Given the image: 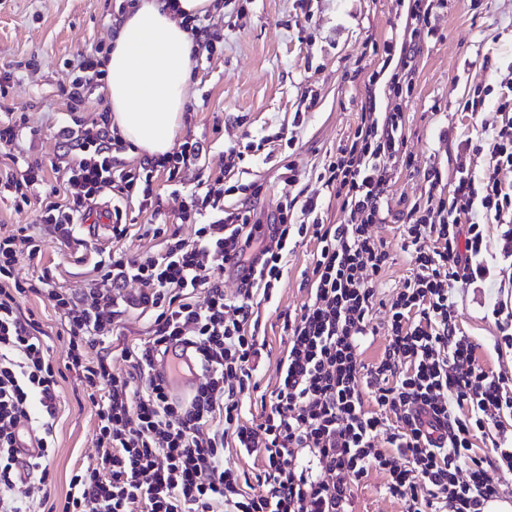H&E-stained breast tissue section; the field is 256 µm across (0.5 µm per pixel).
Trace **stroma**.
Instances as JSON below:
<instances>
[{"instance_id": "35a3bbf8", "label": "stroma", "mask_w": 512, "mask_h": 512, "mask_svg": "<svg viewBox=\"0 0 512 512\" xmlns=\"http://www.w3.org/2000/svg\"><path fill=\"white\" fill-rule=\"evenodd\" d=\"M409 0H233L203 18L218 33L213 56L193 62L189 101L177 143L205 139L206 154L186 174L188 183L223 174L226 184H261L255 215L272 222L284 197L318 196L319 219L344 222L341 203L317 175L329 155L364 121L382 119L387 106L400 105L404 114L403 152L410 165L393 164L387 195L389 212L375 232L391 254V265L378 290L372 324L376 329L363 347L370 364L384 353L389 337L384 301L403 287L412 269L401 246L407 212L427 198L428 174L441 177L437 187L451 197L461 174L483 177L490 168L474 145L487 140L501 122L498 93L512 84V0H448L432 16L429 29L415 31L420 53L411 92L392 98L388 91L391 68L385 67L383 42L403 36ZM116 0H0V72H12L8 94L0 108L26 113L37 136L22 137L12 146L21 161H58L65 151L57 130L62 123L70 89V64L92 54L96 46L110 47L117 18ZM477 111H464L466 102ZM242 152L238 168L224 172V152ZM297 172L286 180V164ZM126 212L128 234L112 237L106 211ZM98 207L103 217L94 227L80 224L75 239L64 242L43 231L42 261L20 254L19 278L50 268L56 287L78 290L92 284L99 252L122 250L143 255L157 248L142 236L150 213L104 192ZM494 271L502 282L495 292L474 284L457 295L456 320L475 348V356L491 376L512 385V345L505 344L503 316L493 313L494 302L512 312V261L504 259L503 225L483 227ZM317 245L298 241L291 247L277 296V309L259 306L266 347L254 375L257 389H246L244 406L260 403L262 392L279 382L278 363L287 347L282 314L300 312L310 299L311 270ZM22 315H34L55 362H62L68 338L49 301L29 295L19 301ZM148 321L139 312L125 315L120 330L106 341L114 368L130 365L123 348L143 341ZM60 410L55 429L51 470L55 499H64L73 470L95 464L94 410L83 399L82 383L72 371L59 380ZM378 471L355 485L353 512H405L404 500L391 497Z\"/></svg>"}]
</instances>
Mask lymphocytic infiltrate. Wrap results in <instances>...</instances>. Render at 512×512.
<instances>
[{"label": "lymphocytic infiltrate", "instance_id": "f902f5d3", "mask_svg": "<svg viewBox=\"0 0 512 512\" xmlns=\"http://www.w3.org/2000/svg\"><path fill=\"white\" fill-rule=\"evenodd\" d=\"M105 78L98 60L83 58L66 104L69 123L58 131L67 147L64 160L50 168L36 160L0 167V195L29 203L31 186L46 182L48 173L60 174L61 188L39 205L43 225L66 238L73 225L89 220L107 189L159 218L163 202L154 181L162 174L184 186L178 219L193 226L194 237L182 238L159 221L144 225L159 249L101 257L94 273L109 291L77 293L53 287L46 270L18 279L17 254L38 260L43 253L29 225L0 237V512H32L20 490L24 479L50 482L58 379L65 369L79 375L95 410L98 457L72 473L63 503L50 504L47 512H350L353 482L373 469L384 474L387 494L405 499L406 512H484L498 494L490 471L512 472V448L483 457L473 439L512 414V388L489 376L473 344L459 334L454 293L488 278L482 223H512V185L493 175L480 181L462 176L451 198L411 206L402 249L412 274L389 304L383 356L366 365L362 347L375 332L370 315L391 260L374 227L385 221L386 163L400 158V106L359 127L318 175L347 221L320 223L318 200L309 196L301 203L309 223H289L284 204L265 234L252 207L259 185H237L241 199L231 209L224 206L223 177L185 187L186 171L207 151L205 141L188 140L179 151L121 169L117 155L126 144L108 117H101L95 134L80 132L86 91L103 87ZM498 110L500 127L474 147L494 171L512 168V86L502 89ZM297 237L317 242L312 298L300 315L285 318L280 382L247 420L238 396L264 347L254 300L272 299ZM228 262L240 282L232 296L213 276ZM130 281L139 285L131 297L123 293ZM199 289L206 294L202 304L192 299ZM29 294L46 297L64 322L69 346L63 369H55L47 346L17 314L19 298ZM130 308L151 317L148 339L122 352L140 372L136 382L96 352ZM174 340L195 353L202 376L188 406L169 401L151 374ZM365 376L366 393L359 387ZM367 396L377 413L364 411ZM386 411L399 423L396 432L385 428ZM22 427L37 436L39 456L15 454ZM229 446L260 455L263 494L244 491L239 475L225 468ZM463 468L464 481L458 478Z\"/></svg>", "mask_w": 512, "mask_h": 512}]
</instances>
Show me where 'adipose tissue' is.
<instances>
[{
	"label": "adipose tissue",
	"instance_id": "1",
	"mask_svg": "<svg viewBox=\"0 0 512 512\" xmlns=\"http://www.w3.org/2000/svg\"><path fill=\"white\" fill-rule=\"evenodd\" d=\"M215 0H137L124 16L106 62V101L121 136L142 153H168L188 103L193 40L186 18L214 11Z\"/></svg>",
	"mask_w": 512,
	"mask_h": 512
}]
</instances>
